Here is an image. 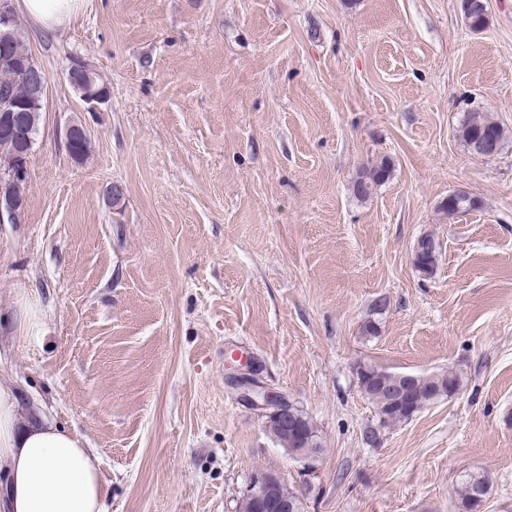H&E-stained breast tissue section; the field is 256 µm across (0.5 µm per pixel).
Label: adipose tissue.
Returning a JSON list of instances; mask_svg holds the SVG:
<instances>
[{
  "instance_id": "adipose-tissue-1",
  "label": "adipose tissue",
  "mask_w": 512,
  "mask_h": 512,
  "mask_svg": "<svg viewBox=\"0 0 512 512\" xmlns=\"http://www.w3.org/2000/svg\"><path fill=\"white\" fill-rule=\"evenodd\" d=\"M84 0H20L44 34L58 32ZM19 392L0 379V512H106L102 461L76 433L40 415L19 419Z\"/></svg>"
}]
</instances>
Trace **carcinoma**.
I'll return each instance as SVG.
<instances>
[{
	"mask_svg": "<svg viewBox=\"0 0 512 512\" xmlns=\"http://www.w3.org/2000/svg\"><path fill=\"white\" fill-rule=\"evenodd\" d=\"M463 11L469 28L473 31L482 30L488 22V8L481 10L470 6V0H464ZM22 62L32 58L31 52L24 46L18 24H13L10 30L8 47H0V101H25L30 96V89L26 83L24 73L4 62V58ZM40 108H28L16 113L17 121L31 130V136L39 133L41 120ZM492 137L497 149H502L505 142L504 129L495 121L473 112L461 124L459 137L471 152H476L478 144L487 137ZM390 174V166L386 159L371 162L364 166L352 184L354 195L359 198H369L376 187L383 184ZM479 207L477 199L469 194L454 192L448 195L441 203V209L450 216L466 212ZM414 267L424 275L434 273L437 265V245L433 239L428 244L421 245L412 255ZM388 308L387 300L379 299L373 308L371 317L364 323L363 334L375 337L379 334L380 316ZM357 377L360 388L367 399L375 406L380 423L387 425L393 422L405 421L419 413L429 404L443 398L450 397L456 390H461V378L453 371L448 370L431 375H417L407 395V401L394 403L391 395L401 385L400 373L390 371L377 365L365 364L358 367ZM302 427V436L298 442L288 441L285 431L280 423L274 419L268 420V431L274 441L281 447L288 449V454L298 457L306 448L321 449L315 427L303 410H298ZM476 486L490 492V479L485 473H470L462 482L458 490V503L461 512H477L482 502L472 497V490Z\"/></svg>",
	"mask_w": 512,
	"mask_h": 512,
	"instance_id": "carcinoma-1",
	"label": "carcinoma"
}]
</instances>
